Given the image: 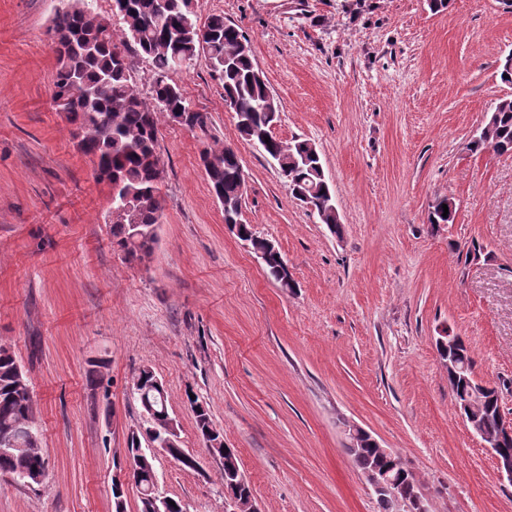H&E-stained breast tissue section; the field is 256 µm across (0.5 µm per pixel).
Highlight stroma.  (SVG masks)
<instances>
[{
    "mask_svg": "<svg viewBox=\"0 0 512 512\" xmlns=\"http://www.w3.org/2000/svg\"><path fill=\"white\" fill-rule=\"evenodd\" d=\"M61 0H0V345L29 380L43 486L0 477V512H115L129 428L147 417L141 369L163 382L188 468L160 490L224 512L222 460L189 396L251 483L261 512H379L345 449L354 423L419 479L431 512H512V483L461 419L435 341L465 338L512 421V154L473 131L512 84L502 0H199L249 39L279 105L273 134L314 143L344 226L332 235L238 132L206 55L173 73L206 129L160 120L164 213L149 258L112 248L111 189L52 103L47 35ZM234 148L242 218L280 249L282 290L224 224L202 154ZM454 223L430 226L436 198ZM479 247L464 261L458 249ZM189 401L191 409L194 413L196 428L199 434L205 438V436H207V433H209L211 430L215 429L218 431V435L210 440L216 438L217 439L208 443V446L209 450L213 454L216 455L217 453H221L222 451H224V439L219 437L221 431L217 429L216 426L214 425L208 406L202 402H199L198 397H195V399L189 397Z\"/></svg>",
    "mask_w": 512,
    "mask_h": 512,
    "instance_id": "obj_1",
    "label": "stroma"
}]
</instances>
